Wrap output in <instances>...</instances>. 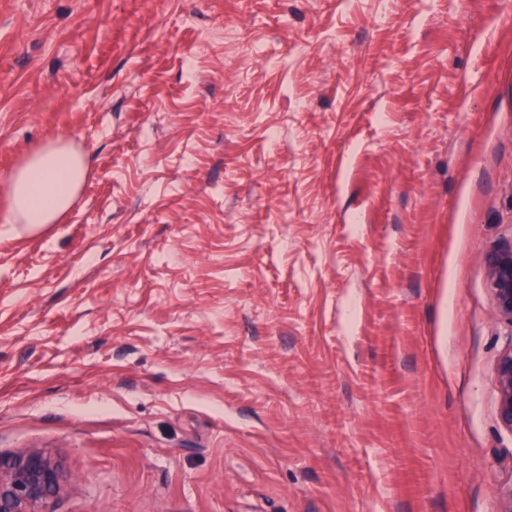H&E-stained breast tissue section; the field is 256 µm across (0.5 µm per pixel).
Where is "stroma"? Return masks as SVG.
<instances>
[{"label":"stroma","instance_id":"1","mask_svg":"<svg viewBox=\"0 0 512 512\" xmlns=\"http://www.w3.org/2000/svg\"><path fill=\"white\" fill-rule=\"evenodd\" d=\"M66 136L58 223L9 180ZM512 0H0V453L53 512H501ZM64 136L30 154L10 179L9 223L55 224L74 204L90 162ZM484 261L495 315L512 326V246L487 250ZM62 463L41 448L0 454V512H52L69 482Z\"/></svg>","mask_w":512,"mask_h":512}]
</instances>
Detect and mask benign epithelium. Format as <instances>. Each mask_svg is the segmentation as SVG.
<instances>
[{
	"mask_svg": "<svg viewBox=\"0 0 512 512\" xmlns=\"http://www.w3.org/2000/svg\"><path fill=\"white\" fill-rule=\"evenodd\" d=\"M484 261L495 315L512 325V246L487 250ZM496 379L498 419L512 430V348L501 354ZM69 480L62 463L42 448L0 454V512H50Z\"/></svg>",
	"mask_w": 512,
	"mask_h": 512,
	"instance_id": "1",
	"label": "benign epithelium"
}]
</instances>
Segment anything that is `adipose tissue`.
Instances as JSON below:
<instances>
[{"mask_svg":"<svg viewBox=\"0 0 512 512\" xmlns=\"http://www.w3.org/2000/svg\"><path fill=\"white\" fill-rule=\"evenodd\" d=\"M90 162L65 137L30 154L10 179V213L15 224H53L74 204Z\"/></svg>","mask_w":512,"mask_h":512,"instance_id":"adipose-tissue-1","label":"adipose tissue"}]
</instances>
